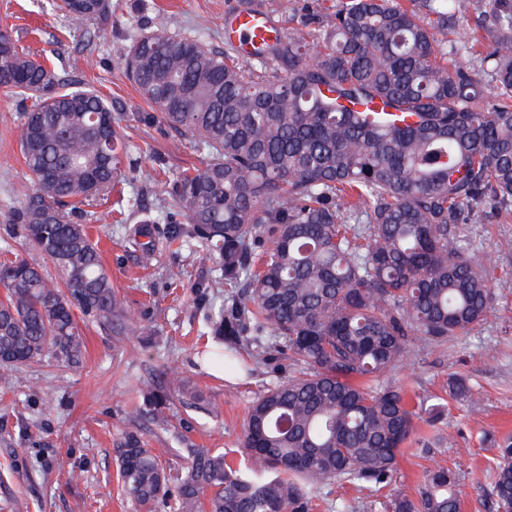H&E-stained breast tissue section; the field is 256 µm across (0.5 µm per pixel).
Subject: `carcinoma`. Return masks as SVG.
Masks as SVG:
<instances>
[{
    "mask_svg": "<svg viewBox=\"0 0 512 512\" xmlns=\"http://www.w3.org/2000/svg\"><path fill=\"white\" fill-rule=\"evenodd\" d=\"M480 57L492 84L450 55L472 52L475 0H339L320 16L286 0L300 28L247 55L198 36L133 39L127 78L208 161L170 181L157 236L147 217L128 240L150 257L195 247L224 275L202 361L243 372V348L298 375L250 407L235 466L186 449L173 478L135 431L114 449L135 512L175 499V512H313L316 493L389 485L417 414L389 375L413 339L442 343L480 325L493 271L461 243L458 225L512 211V0H485ZM71 26L108 19L111 0H62ZM0 89L23 111L20 151L30 194L9 220L55 267L0 257V375L46 357L83 360L79 320L121 334L132 322L83 206L123 176L122 116L98 91L62 76L0 28ZM185 218V223L177 217ZM133 412L160 415L187 378L170 369ZM496 512H512V437L496 443ZM175 488H170V484ZM391 512H459L457 474L425 473Z\"/></svg>",
    "mask_w": 512,
    "mask_h": 512,
    "instance_id": "carcinoma-1",
    "label": "carcinoma"
}]
</instances>
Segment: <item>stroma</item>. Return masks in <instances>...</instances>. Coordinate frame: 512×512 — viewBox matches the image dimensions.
Listing matches in <instances>:
<instances>
[{
	"instance_id": "1",
	"label": "stroma",
	"mask_w": 512,
	"mask_h": 512,
	"mask_svg": "<svg viewBox=\"0 0 512 512\" xmlns=\"http://www.w3.org/2000/svg\"><path fill=\"white\" fill-rule=\"evenodd\" d=\"M247 1L292 31L284 0H112L108 21L83 33L67 28L60 0H0V21L19 31L26 50L48 56L123 114L131 154L123 191L88 206L84 222L133 317L120 336L86 328L80 368L44 360L0 377V512H130L113 461L125 432L138 429L175 475L187 462L184 448L218 449L239 459L253 401L295 373L254 362L248 350L243 357L250 372L230 378L209 369L199 352L209 339L207 316L224 302L218 268L186 248L148 260L126 239L141 212L168 207V184L145 179L146 171L158 167L172 176L207 160L190 135L155 118L126 77L129 42L160 30L196 31L208 48L224 50V14ZM21 118L15 98L0 90V248L34 259L37 251L7 221L30 189L18 141ZM129 197L137 198L139 212L127 209ZM460 232L493 269V309L479 326L445 343L415 342L394 375L410 405L423 399L442 405L443 418L434 424L418 419L389 488L373 496L334 484L318 495L314 512H386L392 494L415 496L425 471L435 466L457 472L460 512H494V443L512 435V215L464 224ZM174 270L179 279H171ZM167 368L182 372L190 386L174 392L166 426L133 420L146 384ZM454 377L466 379L468 396L450 393ZM427 438L433 442L429 450L421 446ZM74 472L79 481H71Z\"/></svg>"
}]
</instances>
